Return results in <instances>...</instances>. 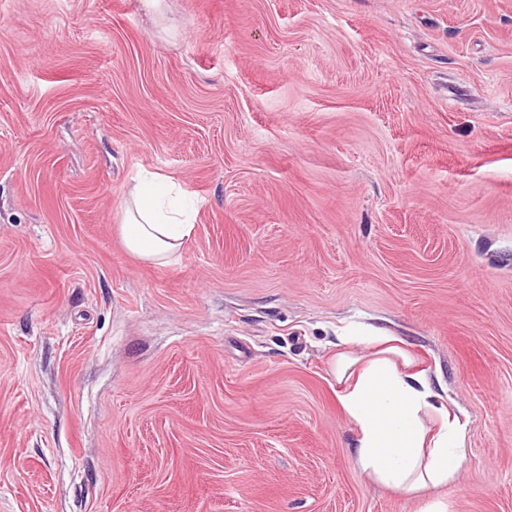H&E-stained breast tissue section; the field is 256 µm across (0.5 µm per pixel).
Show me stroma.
I'll use <instances>...</instances> for the list:
<instances>
[{"mask_svg":"<svg viewBox=\"0 0 512 512\" xmlns=\"http://www.w3.org/2000/svg\"><path fill=\"white\" fill-rule=\"evenodd\" d=\"M350 324L437 369L447 486L355 467ZM0 512H512V0H0ZM118 236L131 256L157 266L170 264L194 231L188 198L168 176L143 173L122 208Z\"/></svg>","mask_w":512,"mask_h":512,"instance_id":"35a3bbf8","label":"stroma"}]
</instances>
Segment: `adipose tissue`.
<instances>
[{"label": "adipose tissue", "mask_w": 512, "mask_h": 512, "mask_svg": "<svg viewBox=\"0 0 512 512\" xmlns=\"http://www.w3.org/2000/svg\"><path fill=\"white\" fill-rule=\"evenodd\" d=\"M194 231L188 198L168 176L143 173L120 214L131 256L170 264ZM336 401L353 425L354 464L374 482L415 497L452 481L465 428L431 382V369L385 330L340 337L331 360Z\"/></svg>", "instance_id": "ef3b65f1"}]
</instances>
